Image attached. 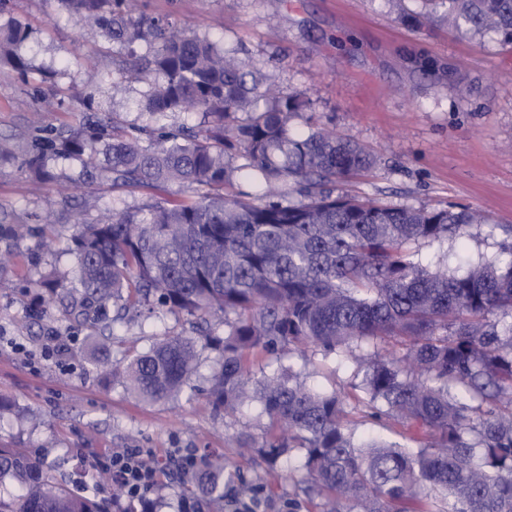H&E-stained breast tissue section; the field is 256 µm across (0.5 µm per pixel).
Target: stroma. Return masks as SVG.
<instances>
[{
	"label": "stroma",
	"instance_id": "obj_1",
	"mask_svg": "<svg viewBox=\"0 0 512 512\" xmlns=\"http://www.w3.org/2000/svg\"><path fill=\"white\" fill-rule=\"evenodd\" d=\"M419 8V0L138 2L143 14L231 43L247 67L261 69L284 93L309 92L295 132L327 127L374 158L339 192L396 207L464 205L486 215L498 231L474 232L459 254L488 260L508 241L503 226H512V43L439 25L418 28ZM11 10L29 36L26 70L0 66V135L12 137L16 153L0 162V251L15 255L0 270V395L15 404L0 419V446L26 449L55 465L67 484L107 501L112 485L96 463L124 448H151L160 459L174 448L221 453L249 475L255 461L238 455L237 438H261L265 420L255 406L229 416L211 409L207 378L216 351H201L191 399L145 405L74 358L89 328L64 319L59 306L35 305L33 282L48 273L71 279L76 266L67 238L43 247L50 227H68L77 209L92 218L112 205L139 207L148 196L113 189L104 176L80 181V165L58 158L49 161L55 181L36 182L18 163L39 135L33 120L43 117L58 130L76 125L89 97L95 107L139 123L142 96L140 85L114 80L112 46L101 29L61 12L56 0H13ZM13 224L28 225L30 234L12 237ZM168 332L196 330L161 310L128 314L113 323L106 356L124 366ZM51 334L65 337L70 355L45 358ZM289 362L321 391H350L364 373L318 351L292 353Z\"/></svg>",
	"mask_w": 512,
	"mask_h": 512
}]
</instances>
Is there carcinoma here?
I'll list each match as a JSON object with an SVG mask.
<instances>
[{
    "mask_svg": "<svg viewBox=\"0 0 512 512\" xmlns=\"http://www.w3.org/2000/svg\"><path fill=\"white\" fill-rule=\"evenodd\" d=\"M67 14L101 27L112 43L113 76L141 82L150 122L118 114L84 116L79 132L58 131L21 160L42 180L50 155L83 162L103 156L112 188L191 185L190 201L151 200L88 219L75 215L68 240L77 257L69 282L47 274L38 298L81 324L111 306L219 315L224 334L157 337L124 367L126 390L147 405L191 397L204 348L219 354L208 380L213 408L234 414L256 401L270 425L252 489L281 458L300 452L295 498L320 512H512V246L493 260L430 268L420 245L455 242L480 229L466 207H388L335 194L367 170L356 143L293 124L310 104L284 94L237 53L177 23L145 16L130 0H58ZM419 26L458 34H500L512 42V0H421ZM29 35L19 20L0 23V64L26 69ZM197 123L168 126L170 117ZM110 336H93L83 355L100 364ZM312 347L323 354L366 351L362 395L306 385L293 367L251 378L250 355ZM361 418L410 443L360 437L346 422L349 398ZM237 471L209 454L182 476L200 512H224L225 481ZM0 512H111L95 495L59 480L20 448L0 447Z\"/></svg>",
    "mask_w": 512,
    "mask_h": 512,
    "instance_id": "1",
    "label": "carcinoma"
}]
</instances>
